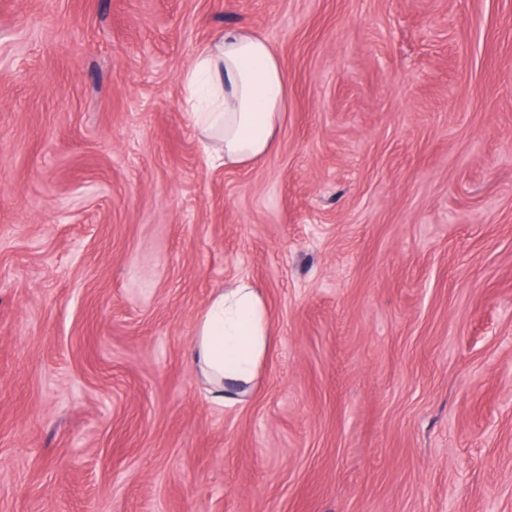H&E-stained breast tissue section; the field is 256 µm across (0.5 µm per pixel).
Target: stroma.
Returning <instances> with one entry per match:
<instances>
[{
	"label": "stroma",
	"instance_id": "stroma-1",
	"mask_svg": "<svg viewBox=\"0 0 512 512\" xmlns=\"http://www.w3.org/2000/svg\"><path fill=\"white\" fill-rule=\"evenodd\" d=\"M240 24L288 101L210 168L181 77ZM0 512H512V0H0ZM274 334L268 306L254 282L242 279L232 288L212 293L196 318L194 339L186 355L208 380L213 402L224 405L236 399L224 391V381L248 384L266 357Z\"/></svg>",
	"mask_w": 512,
	"mask_h": 512
}]
</instances>
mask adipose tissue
Returning <instances> with one entry per match:
<instances>
[{"label":"adipose tissue","instance_id":"1","mask_svg":"<svg viewBox=\"0 0 512 512\" xmlns=\"http://www.w3.org/2000/svg\"><path fill=\"white\" fill-rule=\"evenodd\" d=\"M182 83L188 117L211 145L209 166H246L275 150L288 87L274 46L251 27L226 28L200 47ZM274 334L254 282L212 293L186 355L208 380L213 402L228 401L225 383L253 379Z\"/></svg>","mask_w":512,"mask_h":512}]
</instances>
